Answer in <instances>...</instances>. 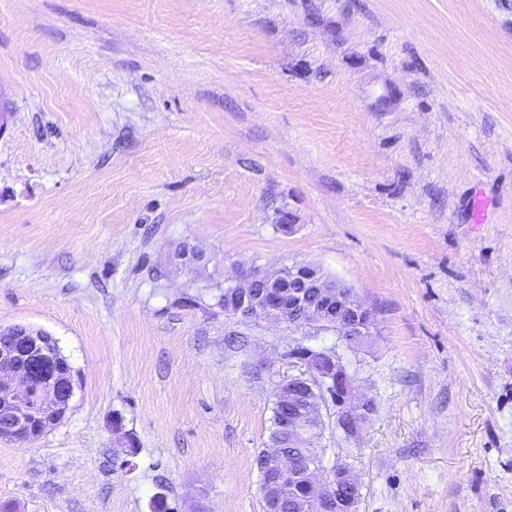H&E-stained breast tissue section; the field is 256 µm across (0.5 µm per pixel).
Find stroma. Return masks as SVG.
Segmentation results:
<instances>
[{
    "instance_id": "obj_1",
    "label": "stroma",
    "mask_w": 512,
    "mask_h": 512,
    "mask_svg": "<svg viewBox=\"0 0 512 512\" xmlns=\"http://www.w3.org/2000/svg\"><path fill=\"white\" fill-rule=\"evenodd\" d=\"M295 262L374 313V409L316 443L358 512H512V0H0V326L76 381L0 512H264L289 352L336 336L219 298Z\"/></svg>"
}]
</instances>
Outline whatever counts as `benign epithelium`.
Instances as JSON below:
<instances>
[{"label": "benign epithelium", "mask_w": 512, "mask_h": 512, "mask_svg": "<svg viewBox=\"0 0 512 512\" xmlns=\"http://www.w3.org/2000/svg\"><path fill=\"white\" fill-rule=\"evenodd\" d=\"M226 314L241 320L269 317L290 327L315 326L334 332L347 348L364 343L374 323L366 308L343 284L320 268L295 263L275 272L240 271L224 282ZM306 367L278 386L286 415L282 429L303 447L324 429L321 406L336 405V431L350 439L361 431L372 398L358 394L343 358L333 350L301 346L291 353ZM70 364L47 333L14 325L0 328V438L28 442L61 420L73 397ZM268 482L261 484L266 512H277L275 479L301 476L319 491L318 512H352L356 499L345 488H359L347 466L327 471L303 454H267Z\"/></svg>", "instance_id": "1"}]
</instances>
